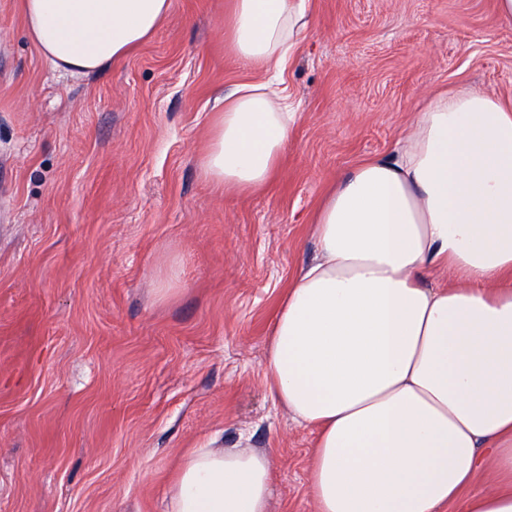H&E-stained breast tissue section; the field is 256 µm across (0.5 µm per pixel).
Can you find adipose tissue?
I'll return each mask as SVG.
<instances>
[{
  "instance_id": "1",
  "label": "adipose tissue",
  "mask_w": 512,
  "mask_h": 512,
  "mask_svg": "<svg viewBox=\"0 0 512 512\" xmlns=\"http://www.w3.org/2000/svg\"><path fill=\"white\" fill-rule=\"evenodd\" d=\"M172 0H22L30 40L77 76L124 59ZM307 0H234L230 52L260 79L216 98L201 160L228 192L265 185L297 106L280 85ZM314 260L284 294L262 365L315 436L316 512H512V97L432 95L395 150L358 163L313 220ZM489 490L466 495L478 473ZM268 452L195 448L167 512H268Z\"/></svg>"
}]
</instances>
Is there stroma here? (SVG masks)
<instances>
[{
    "instance_id": "1",
    "label": "stroma",
    "mask_w": 512,
    "mask_h": 512,
    "mask_svg": "<svg viewBox=\"0 0 512 512\" xmlns=\"http://www.w3.org/2000/svg\"><path fill=\"white\" fill-rule=\"evenodd\" d=\"M283 77L298 105L262 188L208 181L215 97L256 78L224 44L232 0H172L100 74H62L0 0V512H166L207 441L271 452L270 512H315L313 434L262 377L312 218L438 90L512 96L494 0H310Z\"/></svg>"
}]
</instances>
